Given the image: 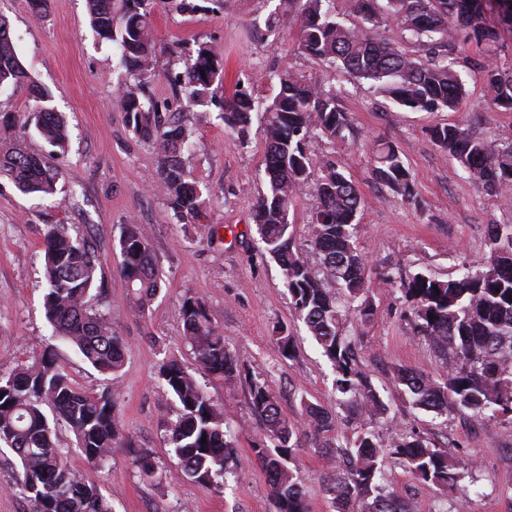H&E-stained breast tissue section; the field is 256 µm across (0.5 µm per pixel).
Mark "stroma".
<instances>
[{
    "label": "stroma",
    "mask_w": 512,
    "mask_h": 512,
    "mask_svg": "<svg viewBox=\"0 0 512 512\" xmlns=\"http://www.w3.org/2000/svg\"><path fill=\"white\" fill-rule=\"evenodd\" d=\"M196 2L200 9L194 13L179 12L167 0L155 6L157 73L147 89L151 98L177 104L183 92L169 75L183 71L205 47L224 64V94L250 81L257 97H267L269 74L290 68L334 87L353 127L351 138L322 139L318 153L332 158L361 196L356 238L374 281L368 295L372 314L361 319L354 304H347L343 330L354 339L356 358L387 407L372 431L386 445L414 430L436 447L476 461L453 490L419 481L402 459L387 453L381 464L385 491L412 502L416 512H512V422H477L411 406L399 371L410 368L440 379L446 365L414 331L404 292L378 282L392 268L444 280L457 276L464 264L488 252V225L512 224V190L486 194L429 136L435 125L457 122L475 136L512 141V112L489 110L483 73L490 62L512 68V32L501 30L492 47L467 49L459 66L467 94L457 111L414 112L378 93L371 82L299 55L294 49L297 17L267 31L265 20L276 0H224L214 10L207 8V0ZM0 13L10 21L21 63L34 81L51 90L52 104L65 116L70 135L63 153L30 135L26 121L34 102L27 89L0 91V113L14 114L17 134L60 173L56 195L46 200L22 194L0 179V371L31 360L54 341L42 308V229L69 225L97 255L105 289L102 308L111 313L112 326L125 341V363L112 380L64 345L59 363L85 390L98 392L114 384L121 393L119 413L126 432L161 463L151 482L143 480L120 448L106 467H84L87 478L111 497L113 512H271L270 486L255 456L266 432L249 409L251 377L270 386L293 426L305 427V405L332 413L335 426L324 440H302L292 455L309 512H335L326 479L336 470L337 446L352 439L353 427L336 403L331 363L297 321L281 271L265 254L251 220L256 200L267 191L261 115H254L244 144L225 130L218 107L207 105L209 119L194 125L193 148L184 156L186 168L205 187L204 203L199 217L177 223L154 189L157 149L132 131L116 104L124 77L117 68L118 47L91 29L86 0H48L46 13L38 17L28 0H0ZM384 142L397 147L412 174L409 199L393 197L374 179L372 150ZM132 221L149 228L164 281L142 316L129 307L119 273V238L124 224ZM188 296L204 302L244 364V378L227 383L203 373L182 336V304ZM279 324L294 337L292 357H283L275 343ZM168 357L197 374L224 408V431L234 441L237 465L221 488L187 480L167 458L166 430L175 405L158 365Z\"/></svg>",
    "instance_id": "35a3bbf8"
}]
</instances>
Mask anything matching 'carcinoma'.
<instances>
[{
  "instance_id": "obj_1",
  "label": "carcinoma",
  "mask_w": 512,
  "mask_h": 512,
  "mask_svg": "<svg viewBox=\"0 0 512 512\" xmlns=\"http://www.w3.org/2000/svg\"><path fill=\"white\" fill-rule=\"evenodd\" d=\"M332 0H278L265 21L275 29L289 16L300 18L296 41L299 53L331 64L356 79L372 82L399 106L414 111H454L466 94L458 71L468 45L495 43L500 32L483 21L485 0H352L362 26L346 24L330 6ZM92 28L117 43L120 64L129 74L118 105L127 124L159 151L158 188L178 222L194 218L202 204L200 183L185 168L183 151L192 145V130L181 113L163 112L145 96L144 84L155 75L156 46L152 13L156 0H86ZM401 20L408 42L425 56L390 43L381 21ZM490 106L512 111V70L483 66ZM184 91L185 107L218 104L225 128L248 141L252 114L258 108L252 88L238 84L234 93L216 100L223 67L208 50H199L184 71L172 74ZM276 93L263 106L265 167L268 192L252 210L266 253L278 264L296 316L322 348L335 371V391L351 413L355 437L340 447L327 484L336 512H350L360 500L364 512H413L414 505L384 492L378 483L381 445L364 421L386 408L354 358L351 342L342 336L341 303L328 284L354 300L368 293L372 281L356 245L354 221L360 195L355 183L324 156L320 175L312 179L317 158L315 136L344 139L350 123L333 88L307 75L283 70L269 77ZM25 87L37 102L32 122L48 145L63 150L67 125L51 106L50 91L34 82L21 64L6 18L0 16V89ZM14 115L0 113V177L24 194L49 197L56 193L59 172L46 157L16 142ZM432 143L452 156L460 170L486 193L512 186V142L496 144L474 136L461 124L434 127ZM376 181L392 194L407 198L413 182L398 149L388 142L373 150ZM317 204L310 217L311 263L294 248L289 220L296 201L307 188ZM43 309L56 338L72 346L85 363L101 374L115 376L124 365V340L112 318L92 303L98 261L91 246L72 235L65 224H47L43 232ZM120 275L131 308L143 314L162 289V279L142 224H126L119 240ZM487 256L461 274L440 280L424 273L389 271L381 282L401 288L416 318L415 329L446 359L448 371L437 380L404 370L399 375L412 405L436 414L463 413L476 421L512 420V224L488 225ZM183 335L196 361L208 375L228 380L242 376L243 365L228 349L224 334L207 317L200 299L182 304ZM276 343L292 356L288 328L276 331ZM158 373L177 408L165 444L169 459L182 474L205 487L224 485V470L233 445L224 434V408L203 384L174 360L162 361ZM0 445L9 448L21 471L17 487L31 512H112L99 487L72 465L71 452L61 444L58 425L74 435L83 461L102 468L116 448L126 449L141 476L152 479L159 466L147 450L123 432L117 410L120 392L107 386L88 392L73 382L58 363L56 350L46 347L31 363L0 372ZM250 409L262 421L268 443L256 449L271 488L273 512H308L300 479L289 466L301 438L316 439L334 427L332 415L306 406L309 431L288 425L276 394L256 379L249 380ZM206 443H201V439ZM390 453L406 461L425 483L452 487L474 461L450 458L417 434H403L389 444Z\"/></svg>"
}]
</instances>
